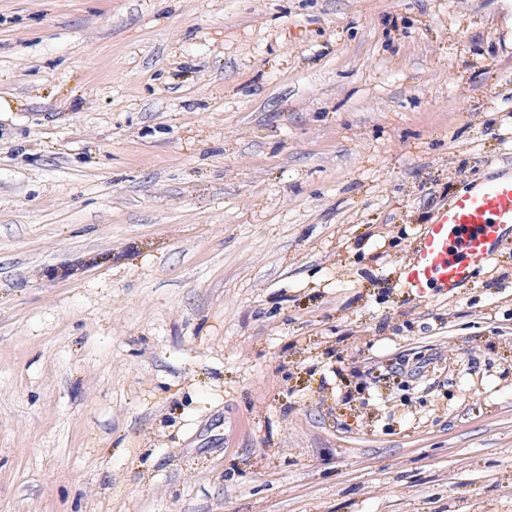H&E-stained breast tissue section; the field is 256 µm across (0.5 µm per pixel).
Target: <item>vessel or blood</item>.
Segmentation results:
<instances>
[{
  "label": "vessel or blood",
  "mask_w": 512,
  "mask_h": 512,
  "mask_svg": "<svg viewBox=\"0 0 512 512\" xmlns=\"http://www.w3.org/2000/svg\"><path fill=\"white\" fill-rule=\"evenodd\" d=\"M511 237L512 176L456 194L422 226L401 284L417 298L429 288L455 290L471 282Z\"/></svg>",
  "instance_id": "b4317fda"
}]
</instances>
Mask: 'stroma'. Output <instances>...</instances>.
Here are the masks:
<instances>
[{
    "label": "stroma",
    "mask_w": 512,
    "mask_h": 512,
    "mask_svg": "<svg viewBox=\"0 0 512 512\" xmlns=\"http://www.w3.org/2000/svg\"><path fill=\"white\" fill-rule=\"evenodd\" d=\"M512 0H0V512H512ZM512 236V175L455 194L420 230L401 268L406 292L422 298L426 288H456L471 282Z\"/></svg>",
    "instance_id": "obj_1"
}]
</instances>
